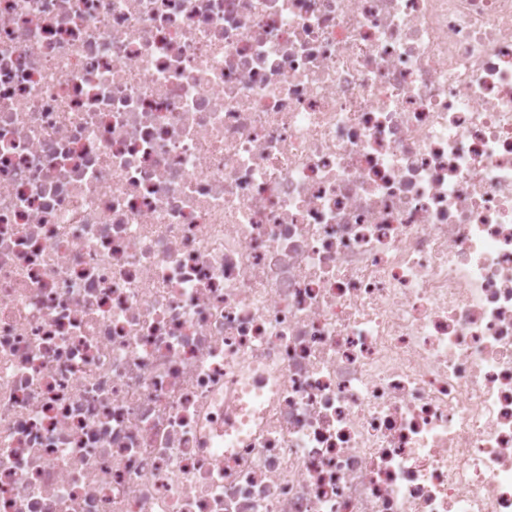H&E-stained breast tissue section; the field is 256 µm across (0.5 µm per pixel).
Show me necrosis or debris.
<instances>
[{
  "instance_id": "obj_1",
  "label": "necrosis or debris",
  "mask_w": 512,
  "mask_h": 512,
  "mask_svg": "<svg viewBox=\"0 0 512 512\" xmlns=\"http://www.w3.org/2000/svg\"><path fill=\"white\" fill-rule=\"evenodd\" d=\"M0 512H512V0H0Z\"/></svg>"
}]
</instances>
